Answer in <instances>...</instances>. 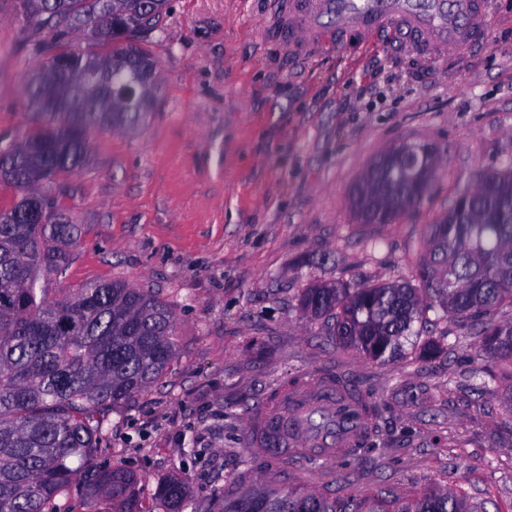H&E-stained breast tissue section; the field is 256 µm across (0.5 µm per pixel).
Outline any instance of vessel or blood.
Instances as JSON below:
<instances>
[{"instance_id": "1", "label": "vessel or blood", "mask_w": 512, "mask_h": 512, "mask_svg": "<svg viewBox=\"0 0 512 512\" xmlns=\"http://www.w3.org/2000/svg\"><path fill=\"white\" fill-rule=\"evenodd\" d=\"M492 0H278L276 14L288 33V47L299 58L325 47L321 32L309 31V20H331L336 31H360L386 45L409 40L411 48L428 55L461 46L478 47L488 24ZM328 415L339 409L336 390L320 385L314 398L295 399L289 411L280 415V424H291L294 435L281 447V457L294 456L299 448H333L350 445L353 432L317 433L308 425L312 406Z\"/></svg>"}]
</instances>
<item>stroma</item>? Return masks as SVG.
I'll return each instance as SVG.
<instances>
[{
	"label": "stroma",
	"instance_id": "obj_1",
	"mask_svg": "<svg viewBox=\"0 0 512 512\" xmlns=\"http://www.w3.org/2000/svg\"><path fill=\"white\" fill-rule=\"evenodd\" d=\"M272 0H169L164 32L144 46L159 93L130 131L93 134L88 161L56 192L83 229L60 287L121 279L174 306L179 358L162 383L114 411L100 467L137 476L153 502L172 476L217 512L270 469L333 497L435 485L484 512H512V383L481 395L488 369L456 318L429 339L454 351L375 362L337 346L304 315L305 289L403 283L423 256L427 225L455 193L512 165V0H492L489 41L424 59L351 30L338 47L298 60L277 41ZM0 0V139L32 127L29 72L52 40ZM428 143L441 162L427 199L389 224L355 213L351 192L385 150ZM343 376L375 405L371 449L326 469L278 468L252 452L249 427L271 385ZM457 385H449L450 376Z\"/></svg>",
	"mask_w": 512,
	"mask_h": 512
}]
</instances>
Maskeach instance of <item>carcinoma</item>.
Masks as SVG:
<instances>
[{
	"label": "carcinoma",
	"instance_id": "1",
	"mask_svg": "<svg viewBox=\"0 0 512 512\" xmlns=\"http://www.w3.org/2000/svg\"><path fill=\"white\" fill-rule=\"evenodd\" d=\"M26 18L63 39L77 34L102 51L38 43L42 63L26 94L36 127L0 140V178L19 198L0 206V512H56L59 497L87 488V512L108 499L120 512H154L135 491L134 474L98 470L112 411L157 384L179 355L176 315L150 288L122 280L51 288L73 257L81 231L66 220L50 183L84 165L93 133L131 129L148 116L157 63L141 42L164 31L168 0H21ZM66 58L50 70L48 53ZM396 212L406 173L386 160L371 166L352 191L365 205L385 185ZM417 285L334 283L306 289L300 309L331 320L345 349L386 362L428 313L472 322L479 355L500 365L478 390L512 378V167L460 191L442 222L428 225ZM193 496L184 479L158 487L164 512H183ZM451 489L404 496L372 493L328 498L293 486H261L221 495L219 512H478Z\"/></svg>",
	"mask_w": 512,
	"mask_h": 512
}]
</instances>
